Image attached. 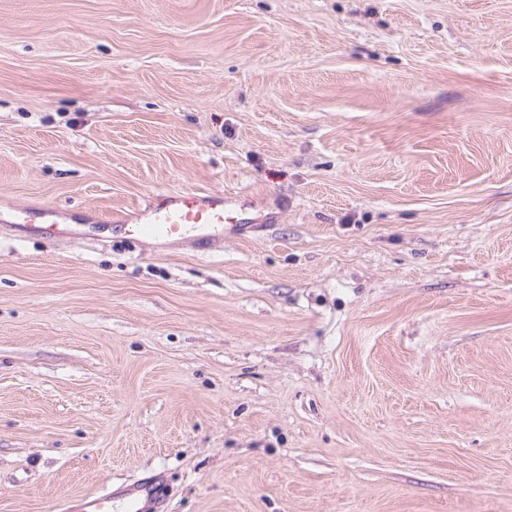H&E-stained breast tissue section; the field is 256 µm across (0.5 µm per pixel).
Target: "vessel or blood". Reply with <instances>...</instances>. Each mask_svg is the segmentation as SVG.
Returning <instances> with one entry per match:
<instances>
[{
  "label": "vessel or blood",
  "instance_id": "b4317fda",
  "mask_svg": "<svg viewBox=\"0 0 512 512\" xmlns=\"http://www.w3.org/2000/svg\"><path fill=\"white\" fill-rule=\"evenodd\" d=\"M233 208L232 197L224 192L176 195L164 205L139 208L136 223L125 225L124 230L137 237L176 239L191 229L200 239L208 240L228 229V214ZM165 488L164 476L142 478L120 493L84 499L77 512H111L115 502L121 503L124 512H165Z\"/></svg>",
  "mask_w": 512,
  "mask_h": 512
}]
</instances>
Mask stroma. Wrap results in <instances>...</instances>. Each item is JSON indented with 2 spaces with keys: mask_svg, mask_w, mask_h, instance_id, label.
Masks as SVG:
<instances>
[{
  "mask_svg": "<svg viewBox=\"0 0 512 512\" xmlns=\"http://www.w3.org/2000/svg\"><path fill=\"white\" fill-rule=\"evenodd\" d=\"M208 191L213 251L114 223ZM160 471L512 512V0H0V512ZM80 224H57L55 220H48L43 224H26L31 233L48 236H76L81 233Z\"/></svg>",
  "mask_w": 512,
  "mask_h": 512,
  "instance_id": "35a3bbf8",
  "label": "stroma"
}]
</instances>
